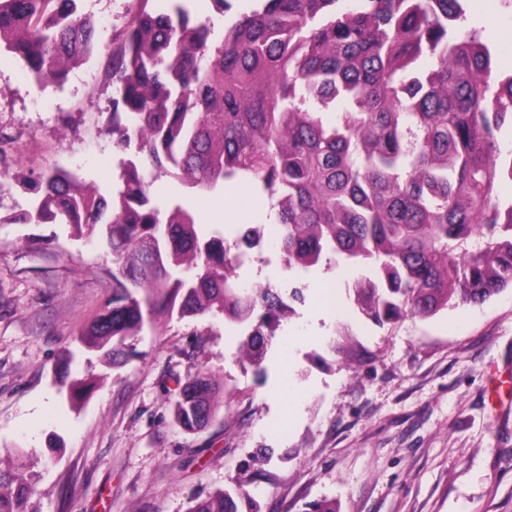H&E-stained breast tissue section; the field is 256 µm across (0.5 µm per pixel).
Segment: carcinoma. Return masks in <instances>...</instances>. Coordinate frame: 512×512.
Wrapping results in <instances>:
<instances>
[{"label":"carcinoma","mask_w":512,"mask_h":512,"mask_svg":"<svg viewBox=\"0 0 512 512\" xmlns=\"http://www.w3.org/2000/svg\"><path fill=\"white\" fill-rule=\"evenodd\" d=\"M82 0H0V50L45 86L91 54ZM139 11L112 57V136L137 144L109 194L58 169L21 185L33 210L13 223L68 224L112 248V303L80 334L108 365L127 358L144 313L221 316L243 336L255 373L284 313L269 285L244 288L237 270L250 234L203 236L180 204L161 214L154 173L214 192L239 180L276 209L284 268L361 265L359 310L383 328L431 317L455 298L483 303L512 288V76L465 26L464 0H258L214 41L193 0ZM336 120L324 111L336 109ZM144 290L142 297L135 296ZM67 351L60 390L92 386ZM218 385L198 369L177 381L173 419L185 431L220 409ZM34 485L0 468V512H26ZM245 486L192 500L188 512H256Z\"/></svg>","instance_id":"carcinoma-1"}]
</instances>
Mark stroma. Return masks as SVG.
Returning <instances> with one entry per match:
<instances>
[{"mask_svg": "<svg viewBox=\"0 0 512 512\" xmlns=\"http://www.w3.org/2000/svg\"><path fill=\"white\" fill-rule=\"evenodd\" d=\"M138 5L83 0L100 48L60 85L0 52V459L32 478L33 512H187L241 484L261 512L323 498L339 512H512V288L378 327L354 303L363 268L322 263L295 278L270 200L237 183L203 193L162 175L152 193L191 210L201 233L263 230L239 279L270 282L285 304L265 376L222 319L148 316L134 358L107 368L82 351L93 388L75 403L59 392L62 349L112 297V251L66 224L12 223L34 201L16 177L62 167L105 194L134 158L113 142L112 55ZM466 15L512 74V10L467 0ZM199 368L223 406L187 433L169 404Z\"/></svg>", "mask_w": 512, "mask_h": 512, "instance_id": "35a3bbf8", "label": "stroma"}]
</instances>
